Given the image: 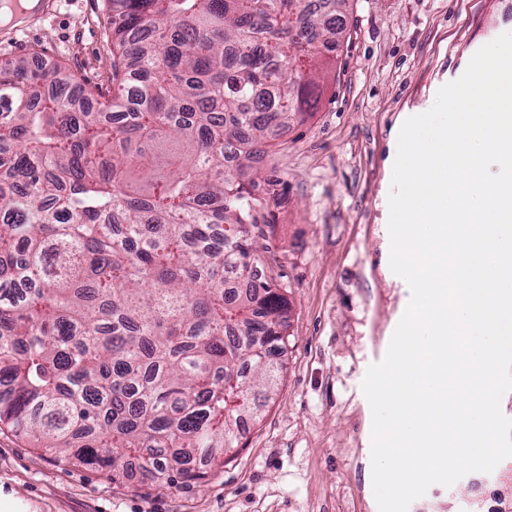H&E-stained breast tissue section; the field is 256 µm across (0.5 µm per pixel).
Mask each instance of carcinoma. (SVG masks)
Returning a JSON list of instances; mask_svg holds the SVG:
<instances>
[{"instance_id":"carcinoma-1","label":"carcinoma","mask_w":512,"mask_h":512,"mask_svg":"<svg viewBox=\"0 0 512 512\" xmlns=\"http://www.w3.org/2000/svg\"><path fill=\"white\" fill-rule=\"evenodd\" d=\"M351 0H111L112 98L0 67V425L180 488L274 391L288 299L258 272Z\"/></svg>"}]
</instances>
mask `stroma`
Returning a JSON list of instances; mask_svg holds the SVG:
<instances>
[{
  "instance_id": "1",
  "label": "stroma",
  "mask_w": 512,
  "mask_h": 512,
  "mask_svg": "<svg viewBox=\"0 0 512 512\" xmlns=\"http://www.w3.org/2000/svg\"><path fill=\"white\" fill-rule=\"evenodd\" d=\"M0 44L112 94L108 0H48ZM512 32V0H352L314 114L275 133L285 183L267 277L289 302L288 350L271 399L233 457L183 489L112 480L0 430V512H378L372 412L362 384L411 298L389 265L388 198L401 126L433 106L471 57ZM472 475L431 486L408 512H469Z\"/></svg>"
}]
</instances>
